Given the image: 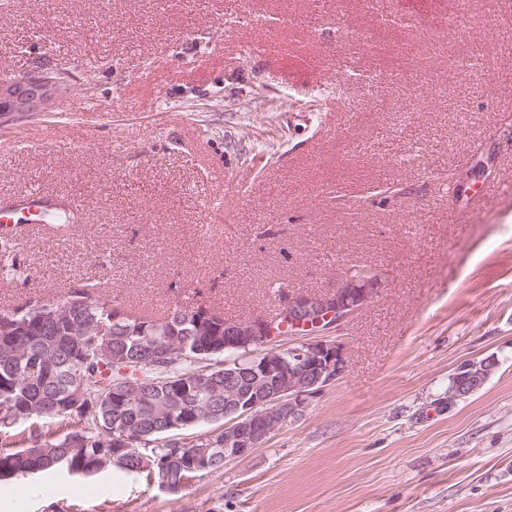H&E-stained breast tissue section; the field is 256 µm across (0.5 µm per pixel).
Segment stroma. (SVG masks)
I'll use <instances>...</instances> for the list:
<instances>
[{"label":"stroma","instance_id":"stroma-1","mask_svg":"<svg viewBox=\"0 0 512 512\" xmlns=\"http://www.w3.org/2000/svg\"><path fill=\"white\" fill-rule=\"evenodd\" d=\"M396 8L397 29L364 0L311 28L309 0L0 9V72L70 74L50 111L0 127V198L41 186L84 207L23 225L28 280L0 281V311L107 281L128 313L189 297L242 320L361 266L383 280L339 335L346 376L248 455L176 493L116 467L29 476L23 500L0 480V512H512V24L485 0ZM272 17L282 51L242 56ZM478 42L476 73L449 68ZM488 356L482 390L449 402L455 369Z\"/></svg>","mask_w":512,"mask_h":512}]
</instances>
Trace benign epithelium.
Segmentation results:
<instances>
[{"label": "benign epithelium", "mask_w": 512, "mask_h": 512, "mask_svg": "<svg viewBox=\"0 0 512 512\" xmlns=\"http://www.w3.org/2000/svg\"><path fill=\"white\" fill-rule=\"evenodd\" d=\"M66 71L41 65L34 74L13 84L0 83V122L9 125L17 116L47 112L48 86L64 82ZM383 284L369 268L364 276L349 279L331 291L301 293L281 304L282 331L294 336L286 346L274 347L275 325L264 317L224 322V336H208L196 355L235 351V362H224V458H239L259 447L284 423L301 417L312 398L340 381L348 370L345 346L326 335L341 330ZM493 359L469 360L455 371L457 385L448 392V404L479 391L495 370ZM148 430L112 428V462L125 461L122 453L134 444H146Z\"/></svg>", "instance_id": "7a95c632"}]
</instances>
